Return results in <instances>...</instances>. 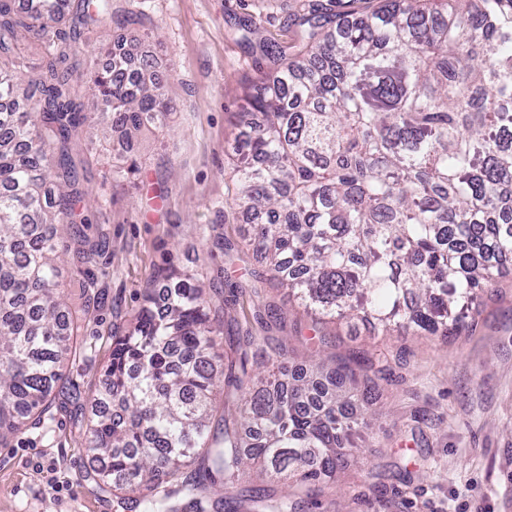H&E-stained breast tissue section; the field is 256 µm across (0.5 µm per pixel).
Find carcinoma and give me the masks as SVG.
Returning a JSON list of instances; mask_svg holds the SVG:
<instances>
[{"instance_id": "1", "label": "carcinoma", "mask_w": 512, "mask_h": 512, "mask_svg": "<svg viewBox=\"0 0 512 512\" xmlns=\"http://www.w3.org/2000/svg\"><path fill=\"white\" fill-rule=\"evenodd\" d=\"M31 16L0 0V58L35 33L47 62L27 83L0 67V447L60 408L52 394L72 350L74 320L57 288V242L80 265L101 243L84 231L88 180L72 132L112 115L131 140L169 111L153 60L121 44L112 68L71 83L79 28L111 0H71ZM343 26L310 0L281 70L245 96L250 132L232 145L238 205L261 219L250 242L295 301L318 317L359 315L373 328L449 336L512 257V0H363ZM72 27L68 38L60 26ZM112 343L106 396L93 400L86 451L115 496L141 512H228L248 480L314 491L334 480L346 444L371 428L386 364L361 373L313 364L292 377L281 345L261 369L255 337L218 348L219 309L205 286L173 272ZM222 384L224 405L217 404ZM222 425L213 427L215 418ZM252 512H300L302 499L250 489Z\"/></svg>"}]
</instances>
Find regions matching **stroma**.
<instances>
[{"label":"stroma","instance_id":"1","mask_svg":"<svg viewBox=\"0 0 512 512\" xmlns=\"http://www.w3.org/2000/svg\"><path fill=\"white\" fill-rule=\"evenodd\" d=\"M307 0H112V16L81 30L86 64L107 65L118 38L141 40L159 65L172 108L130 142L79 127L70 154L95 197L84 210L89 236L106 249L92 270L71 260L63 239L59 278L77 319V355L64 369V392L81 404L104 389L114 337L124 335L172 270L214 287L242 288L225 308V335L245 330L286 345L291 369L313 360L343 364L368 351L388 360L369 438L347 449L336 478L311 512H512V260L474 313L472 330L441 338L374 335L359 324L313 323L277 285L248 245L253 219L234 202L225 153L244 130L245 88L261 89L278 68L263 43H293ZM251 22L244 34L240 25ZM72 75L85 89L87 71ZM136 170L120 175V168ZM95 282L99 304L84 311ZM275 305L286 313L268 328L253 315ZM85 431L55 412L0 448V512H137L94 476Z\"/></svg>","mask_w":512,"mask_h":512}]
</instances>
